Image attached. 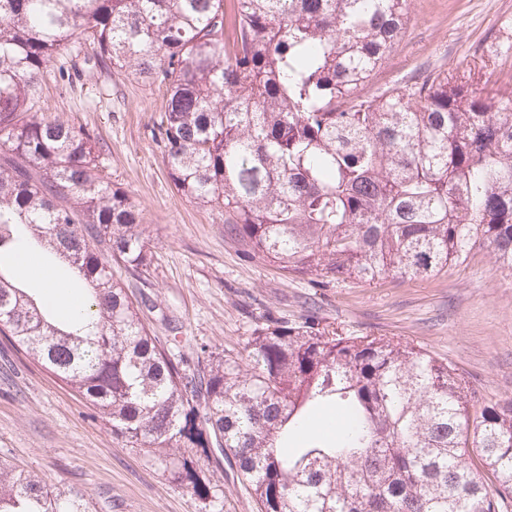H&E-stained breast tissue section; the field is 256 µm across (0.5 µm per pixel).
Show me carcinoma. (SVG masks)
<instances>
[{
	"label": "carcinoma",
	"mask_w": 512,
	"mask_h": 512,
	"mask_svg": "<svg viewBox=\"0 0 512 512\" xmlns=\"http://www.w3.org/2000/svg\"><path fill=\"white\" fill-rule=\"evenodd\" d=\"M407 20L408 0H0V334L204 504L219 448L260 512H508L512 398L479 403L413 343L269 314L189 371L112 275L151 264L138 205L102 181L93 131L34 110L41 79L86 44L92 67L164 86L177 191L316 287L430 280L478 242L512 269V79L361 94ZM30 256L58 259L83 308L58 319L18 272ZM326 405L335 433L314 434ZM0 512L93 510L1 464Z\"/></svg>",
	"instance_id": "cac0c4a2"
}]
</instances>
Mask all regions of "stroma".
<instances>
[{
  "label": "stroma",
  "mask_w": 512,
  "mask_h": 512,
  "mask_svg": "<svg viewBox=\"0 0 512 512\" xmlns=\"http://www.w3.org/2000/svg\"><path fill=\"white\" fill-rule=\"evenodd\" d=\"M403 38L367 93L413 82L428 70L474 74L484 91L512 79V0H408ZM52 62L35 109L93 129L105 146L100 176L142 210L152 263L112 272L133 300H151V335L175 353L240 352L262 315L313 317L355 336H389L462 372L480 402L512 398V271L486 246L430 281H350L314 288L250 260L224 236V218L178 193L152 140L164 101L159 84L126 72L81 71L61 81ZM0 461L89 493L97 512H260L233 460L214 463L222 508L202 507L148 454L113 438L76 392L0 336Z\"/></svg>",
  "instance_id": "stroma-1"
}]
</instances>
